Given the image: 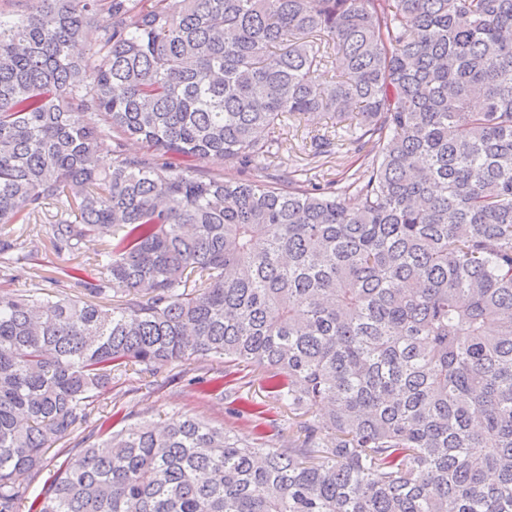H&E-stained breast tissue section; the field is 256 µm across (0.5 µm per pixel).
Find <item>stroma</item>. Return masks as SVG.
Segmentation results:
<instances>
[{"mask_svg": "<svg viewBox=\"0 0 512 512\" xmlns=\"http://www.w3.org/2000/svg\"><path fill=\"white\" fill-rule=\"evenodd\" d=\"M335 127V120L320 113L281 123L276 126L274 136L282 142V149L274 162L255 160L249 169L250 178L262 181L272 170L284 175L304 170L320 182L341 179L345 171L359 167L357 155L344 149L319 158L313 155L314 136ZM53 222V213L48 210L36 223L24 225V234L33 240L37 252L34 258L24 261L22 271L12 279L0 278V290L14 294L39 290L57 297L85 299L86 284L97 282L101 277L95 258L109 236L93 235L82 241L79 250L59 252L51 244ZM75 266L82 269L80 279L65 277L64 269ZM224 370L223 361L194 356L154 371H128L113 381L111 392L94 403L90 418L96 421L111 415L129 424H139L172 422L189 416L224 427L239 438L259 440L270 448L297 443L299 434L288 410L270 398L262 371L244 366L234 368L223 395L205 392L202 379L224 375ZM88 432L87 425L76 426L55 445L41 471L17 476V485L27 491L20 512H30L41 488L59 464L79 450Z\"/></svg>", "mask_w": 512, "mask_h": 512, "instance_id": "35a3bbf8", "label": "stroma"}]
</instances>
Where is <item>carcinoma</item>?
<instances>
[{
  "label": "carcinoma",
  "mask_w": 512,
  "mask_h": 512,
  "mask_svg": "<svg viewBox=\"0 0 512 512\" xmlns=\"http://www.w3.org/2000/svg\"><path fill=\"white\" fill-rule=\"evenodd\" d=\"M311 112L362 169L242 175ZM51 201L117 304L0 293V512L114 373L198 355L302 440L108 418L36 512H512V0H3L0 231Z\"/></svg>",
  "instance_id": "carcinoma-1"
}]
</instances>
